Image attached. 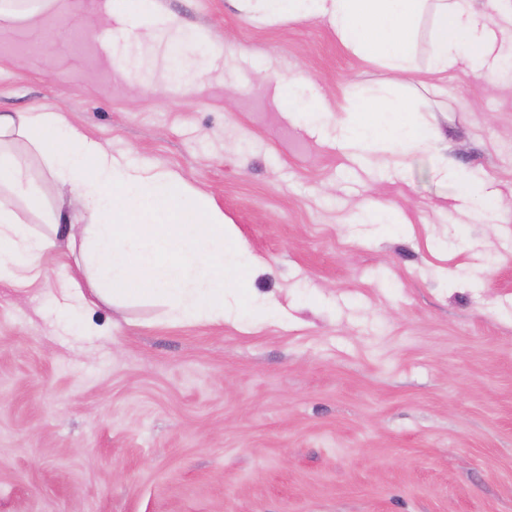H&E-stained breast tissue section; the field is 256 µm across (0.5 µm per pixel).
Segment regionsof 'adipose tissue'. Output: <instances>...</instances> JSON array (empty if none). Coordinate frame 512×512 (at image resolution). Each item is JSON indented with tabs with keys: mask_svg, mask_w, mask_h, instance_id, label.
Wrapping results in <instances>:
<instances>
[{
	"mask_svg": "<svg viewBox=\"0 0 512 512\" xmlns=\"http://www.w3.org/2000/svg\"><path fill=\"white\" fill-rule=\"evenodd\" d=\"M271 19L324 18L343 45L398 74L416 66L409 44L414 22L431 8V69L442 73L461 64L475 76L497 75L486 59L492 51L495 18L512 21V0H494L495 15L478 12L475 0H244ZM66 0H0V28L64 11ZM306 76L289 79L290 111L312 125L325 109ZM28 140L62 189L48 204L29 180L23 159L9 150L13 137ZM336 145L354 157L375 153L409 155L427 150L428 133L412 119L403 99L385 94L352 103L336 128ZM23 201L53 234L32 233L18 218ZM68 242H80L83 281L58 276L55 302L81 311L97 299L114 303L149 298L163 301L175 322L205 320L258 327L275 317L272 306L240 289L261 267L247 252L233 224L206 194L194 191L172 171L135 164L112 155L55 112L0 114V281L22 283L44 276L42 260L57 249L58 228Z\"/></svg>",
	"mask_w": 512,
	"mask_h": 512,
	"instance_id": "1",
	"label": "adipose tissue"
}]
</instances>
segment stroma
Segmentation results:
<instances>
[{
    "instance_id": "1",
    "label": "stroma",
    "mask_w": 512,
    "mask_h": 512,
    "mask_svg": "<svg viewBox=\"0 0 512 512\" xmlns=\"http://www.w3.org/2000/svg\"><path fill=\"white\" fill-rule=\"evenodd\" d=\"M171 24L207 50L177 79ZM122 27L74 0L1 28L0 113H61L180 174L263 260L243 293L277 316L173 325L146 299L72 316L55 251L47 279L0 282V512H512V69L431 73L427 12L399 82L326 20L241 0H156L118 68ZM298 74L322 130L275 96ZM382 89L432 147L361 164L331 138ZM447 164L499 195L491 218ZM373 207L387 223L358 221Z\"/></svg>"
}]
</instances>
